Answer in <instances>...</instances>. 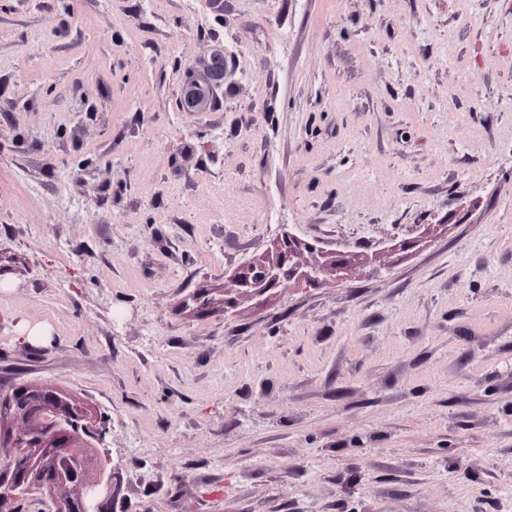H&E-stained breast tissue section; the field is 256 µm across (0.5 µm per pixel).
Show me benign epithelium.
Returning a JSON list of instances; mask_svg holds the SVG:
<instances>
[{
    "instance_id": "benign-epithelium-1",
    "label": "benign epithelium",
    "mask_w": 512,
    "mask_h": 512,
    "mask_svg": "<svg viewBox=\"0 0 512 512\" xmlns=\"http://www.w3.org/2000/svg\"><path fill=\"white\" fill-rule=\"evenodd\" d=\"M182 93L189 108H200L205 103V90L195 83L185 84ZM297 248L298 241L293 236H282L276 244L275 259L250 266L241 276L243 287L262 294L275 285H313L323 274L325 264L297 261ZM0 403L9 407L8 418L23 424L14 434L0 433V444H9L15 455L26 460L20 470L10 465L0 470L1 501L15 502L39 489L52 494L54 512H93V500L100 493L117 495V472L105 479H90L87 457L72 446L73 439L81 434L104 443L105 425L90 429L76 406L44 388L2 390Z\"/></svg>"
}]
</instances>
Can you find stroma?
<instances>
[{
  "instance_id": "35a3bbf8",
  "label": "stroma",
  "mask_w": 512,
  "mask_h": 512,
  "mask_svg": "<svg viewBox=\"0 0 512 512\" xmlns=\"http://www.w3.org/2000/svg\"><path fill=\"white\" fill-rule=\"evenodd\" d=\"M509 239L512 0H0V389L96 512H512ZM298 244L290 234L282 236L275 246V259L251 265L240 276L239 286L241 287L242 282L243 287L249 289L248 292L262 294L275 285L283 288L313 285L323 274L325 264L317 260L305 264L295 260ZM0 403L9 407V415L24 426L15 434H2L0 444L15 448L14 456L24 457L25 466L10 465L0 470V500L15 502L30 491L39 489L52 494L54 512H93V500L105 492L112 500L117 495L114 480L118 472L112 469L104 480L90 479L89 461L73 450L72 442L80 434L105 441L104 425L91 430L82 412L52 390L24 387L0 391ZM5 440H7L5 442ZM44 448H57L63 463L49 466L42 456ZM59 491V495H56ZM61 491H63L61 493Z\"/></svg>"
}]
</instances>
